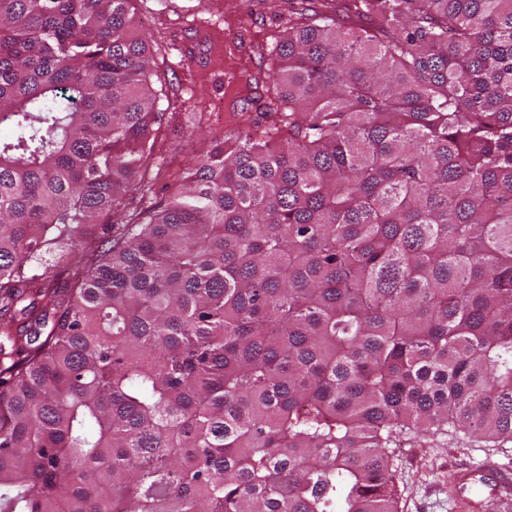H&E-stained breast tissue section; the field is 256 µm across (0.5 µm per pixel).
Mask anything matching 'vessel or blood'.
<instances>
[{
    "label": "vessel or blood",
    "mask_w": 512,
    "mask_h": 512,
    "mask_svg": "<svg viewBox=\"0 0 512 512\" xmlns=\"http://www.w3.org/2000/svg\"><path fill=\"white\" fill-rule=\"evenodd\" d=\"M448 487L454 512H488L512 499V471L494 463L464 467L450 473Z\"/></svg>",
    "instance_id": "vessel-or-blood-1"
}]
</instances>
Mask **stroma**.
Listing matches in <instances>:
<instances>
[{"mask_svg": "<svg viewBox=\"0 0 512 512\" xmlns=\"http://www.w3.org/2000/svg\"><path fill=\"white\" fill-rule=\"evenodd\" d=\"M136 26L150 38L149 84L171 111L157 132L162 172L153 192L162 198L213 138L235 126L243 101L255 95L248 76L266 71L288 20L289 0H137ZM512 465L501 448L440 441L394 449L398 512H453L448 472L472 463Z\"/></svg>", "mask_w": 512, "mask_h": 512, "instance_id": "1", "label": "stroma"}]
</instances>
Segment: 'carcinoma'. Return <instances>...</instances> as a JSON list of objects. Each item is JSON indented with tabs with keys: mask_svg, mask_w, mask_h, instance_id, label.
<instances>
[{
	"mask_svg": "<svg viewBox=\"0 0 512 512\" xmlns=\"http://www.w3.org/2000/svg\"><path fill=\"white\" fill-rule=\"evenodd\" d=\"M136 0H0V512H397L512 443V0L289 16L151 201ZM479 445L447 438L419 447L391 448L398 512H480L509 501L512 473L494 463L512 468V444L501 448L492 443ZM482 462L493 463L455 470L448 480L449 470Z\"/></svg>",
	"mask_w": 512,
	"mask_h": 512,
	"instance_id": "obj_1",
	"label": "carcinoma"
}]
</instances>
